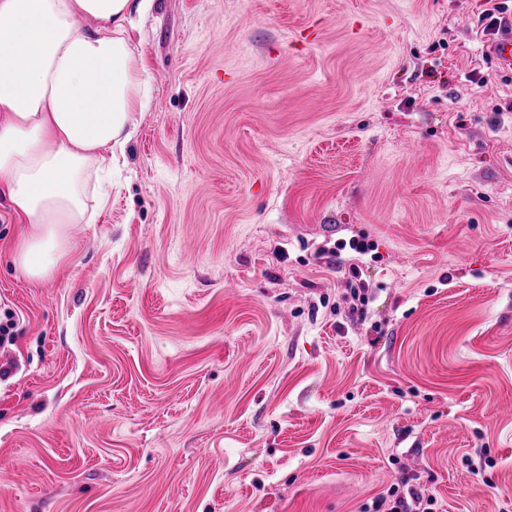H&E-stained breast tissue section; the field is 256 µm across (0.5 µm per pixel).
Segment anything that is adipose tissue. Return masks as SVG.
<instances>
[{"label":"adipose tissue","mask_w":512,"mask_h":512,"mask_svg":"<svg viewBox=\"0 0 512 512\" xmlns=\"http://www.w3.org/2000/svg\"><path fill=\"white\" fill-rule=\"evenodd\" d=\"M153 0H0V196L27 231L11 254L47 278L91 224L88 187L151 103L129 31Z\"/></svg>","instance_id":"obj_1"}]
</instances>
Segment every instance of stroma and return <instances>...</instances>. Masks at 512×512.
Instances as JSON below:
<instances>
[{"mask_svg":"<svg viewBox=\"0 0 512 512\" xmlns=\"http://www.w3.org/2000/svg\"><path fill=\"white\" fill-rule=\"evenodd\" d=\"M482 5L155 0L151 106L49 278L12 267L0 197V512H376L405 478L434 512L512 502V82Z\"/></svg>","mask_w":512,"mask_h":512,"instance_id":"stroma-1","label":"stroma"}]
</instances>
